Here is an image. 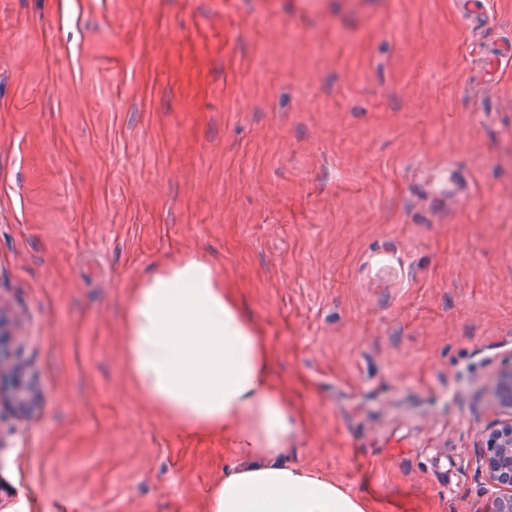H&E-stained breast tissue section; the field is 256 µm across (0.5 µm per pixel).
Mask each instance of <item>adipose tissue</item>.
<instances>
[{
	"label": "adipose tissue",
	"instance_id": "ef3b65f1",
	"mask_svg": "<svg viewBox=\"0 0 512 512\" xmlns=\"http://www.w3.org/2000/svg\"><path fill=\"white\" fill-rule=\"evenodd\" d=\"M126 331L140 396L182 428L224 435L232 462L207 512H370L361 495L286 459L299 420L259 327L209 260L188 254L137 281Z\"/></svg>",
	"mask_w": 512,
	"mask_h": 512
}]
</instances>
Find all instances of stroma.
Segmentation results:
<instances>
[{
  "instance_id": "obj_1",
  "label": "stroma",
  "mask_w": 512,
  "mask_h": 512,
  "mask_svg": "<svg viewBox=\"0 0 512 512\" xmlns=\"http://www.w3.org/2000/svg\"><path fill=\"white\" fill-rule=\"evenodd\" d=\"M512 0H0V299L44 400L0 512H206L224 437L145 402L129 286L193 253L244 302L291 461L375 512H489L512 369ZM469 204L453 205L456 183ZM488 401L494 418L477 440L475 454L493 496L492 512H512V369L493 382Z\"/></svg>"
}]
</instances>
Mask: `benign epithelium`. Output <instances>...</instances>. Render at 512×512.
<instances>
[{"mask_svg":"<svg viewBox=\"0 0 512 512\" xmlns=\"http://www.w3.org/2000/svg\"><path fill=\"white\" fill-rule=\"evenodd\" d=\"M16 338L0 301V411L24 419L40 406L42 392L24 379L23 364L13 358ZM488 401L494 418L477 440L475 454L493 496V512H512V369L493 382Z\"/></svg>","mask_w":512,"mask_h":512,"instance_id":"obj_1","label":"benign epithelium"}]
</instances>
